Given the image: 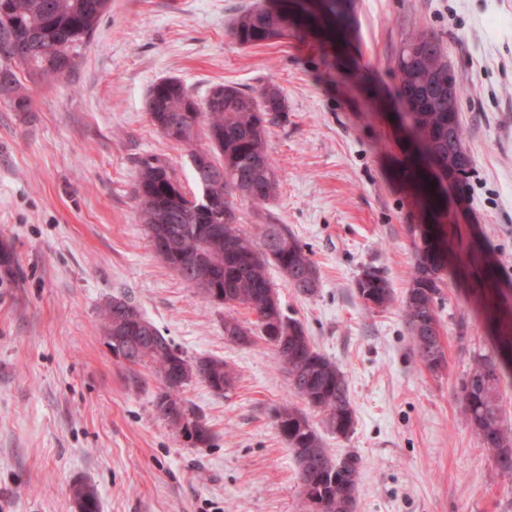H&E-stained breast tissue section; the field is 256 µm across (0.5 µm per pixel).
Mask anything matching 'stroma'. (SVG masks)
I'll list each match as a JSON object with an SVG mask.
<instances>
[{
    "label": "stroma",
    "mask_w": 512,
    "mask_h": 512,
    "mask_svg": "<svg viewBox=\"0 0 512 512\" xmlns=\"http://www.w3.org/2000/svg\"><path fill=\"white\" fill-rule=\"evenodd\" d=\"M255 0H111L69 77L32 87L30 111L0 98V240L15 277L0 279V512H76L74 485L100 512H310L274 421L292 402L287 375L262 339L224 335V305L155 256L135 220L140 160L167 158L198 194L186 150L145 109L152 83L179 78L196 97L230 84L276 83L286 111L269 128L279 193L241 200V229L287 225L315 261L316 294L270 267L286 315L344 372L355 423L322 428L325 448L360 458L355 512H512V477L478 443L459 401L472 356L495 328L484 268L512 291V0H354L346 52L309 31L243 48L229 35ZM438 35L463 88L473 158L464 192L449 185L454 241L436 302L446 364L415 356L404 300L415 263L411 229L430 218L406 169L394 55L419 30ZM378 270L393 289L364 307L355 283ZM131 301L189 360H224L230 390L193 380L182 396L210 430L193 446L155 406L151 364L117 357L104 333L113 298ZM248 321L243 309L232 311Z\"/></svg>",
    "instance_id": "stroma-1"
}]
</instances>
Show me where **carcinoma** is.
Returning <instances> with one entry per match:
<instances>
[{
  "mask_svg": "<svg viewBox=\"0 0 512 512\" xmlns=\"http://www.w3.org/2000/svg\"><path fill=\"white\" fill-rule=\"evenodd\" d=\"M110 0H0V36L18 48V58L0 62V96L16 112L30 109V89L19 79L24 73L31 82H52L68 76L77 66L82 50L102 17ZM352 0H277L276 6L257 4L237 15L230 35L242 47L263 46L285 39L291 31L307 26L322 31L335 45L347 40ZM395 70L397 95L411 106L404 117L411 128L416 151L435 165L458 168L457 187L464 189L471 167L460 165L459 155L468 152L460 111H448V60L440 39L432 32L412 34L398 49ZM146 111L153 125L167 139L190 148V157L206 153L208 169L215 178L201 180L193 173L201 193L212 197V207L202 212L191 205L188 194L171 164L160 157L144 158L137 169L133 199L138 222L150 230L156 225L174 227V252L183 257L176 270L183 282L194 278L201 258L213 271L210 286L220 288L228 298L226 305L240 306L256 315L248 326L239 319L224 318V330L243 337L248 344L253 331L265 339L279 337L278 359L288 358L285 372L294 395L321 411L327 426L346 437L354 425L348 386L344 373L311 343L304 324L284 314L267 276V266L275 265L288 285L302 295H313L319 276L310 253L285 224L268 221L258 225L256 238L243 234L237 226L236 200L245 199L259 206L273 198L280 179L272 165L267 125L286 111L281 88L270 82L245 91L231 85L214 86L206 98L197 100L189 88L175 78L151 85ZM209 146L196 147L199 135ZM274 249L262 258L254 249L262 241ZM416 264L405 300V317L410 327L414 350L426 366L445 364L439 337L425 333V324H439L435 301L440 293L445 256L430 227L419 225L414 231ZM357 294L372 309L391 302L389 282L376 270L368 269L356 281ZM132 303L115 297L105 320L117 322ZM496 336V354L473 355L469 376L463 383L460 399L463 412L481 445L492 454L498 469L512 476V430L505 425L501 409V384L512 379V321ZM136 362H150L163 374L181 364L192 365L173 354L171 342L160 330L141 342ZM207 366L202 381L222 394L234 383L231 369L222 360L200 358ZM183 386L161 383L155 404L159 409L172 405L186 416L180 397ZM276 423L288 441L305 499L317 496L336 504L330 512H355L359 460L354 454L333 458L307 416L297 407L276 411ZM79 512H100L96 492L87 489L77 497Z\"/></svg>",
  "mask_w": 512,
  "mask_h": 512,
  "instance_id": "1",
  "label": "carcinoma"
}]
</instances>
